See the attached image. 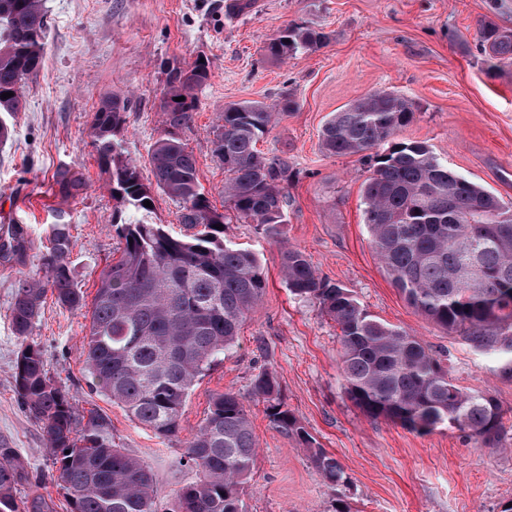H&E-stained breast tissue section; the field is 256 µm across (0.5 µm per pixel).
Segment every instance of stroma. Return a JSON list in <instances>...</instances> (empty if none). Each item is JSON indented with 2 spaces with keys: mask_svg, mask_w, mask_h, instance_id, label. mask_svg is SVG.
<instances>
[{
  "mask_svg": "<svg viewBox=\"0 0 512 512\" xmlns=\"http://www.w3.org/2000/svg\"><path fill=\"white\" fill-rule=\"evenodd\" d=\"M233 2L46 0L43 62L25 82L27 109L13 119L11 141L0 147V227L21 231L28 242L21 257L0 263V444L42 476L41 493L56 512H66L41 430L11 384L13 285L35 271L49 225L61 222L73 227V275L93 301L100 272L121 254L114 225L134 214L118 211L108 189L90 137L92 114L103 98L126 101L125 155L151 180L149 153L164 134L165 70L204 58L209 80L178 136L193 152L199 182L218 212L226 210L224 170L212 140L225 104H269L285 96L296 102L258 144L264 154L287 158L293 172L281 237L232 215L224 223L225 238L263 264L262 301L223 362L192 391L177 438H157L90 388L82 356L88 321L50 299L33 334L51 374L81 413L107 415L120 448L148 463L159 512H171L179 490L196 481V472L178 460L212 396L229 390L244 397L259 448L242 496L245 512H335L340 499L350 512H501L512 502V379L496 360L418 314L393 287L364 223L367 164L358 155H327L320 132L331 113L354 100L398 93L415 112L397 140L425 142L457 173L512 202V65L490 59L478 44L482 21L512 31V0H251L242 13L232 11ZM294 26L330 40L282 61L271 58L267 44ZM63 166L84 181L82 193L65 202L54 188ZM285 243L378 319L417 336L458 386L493 396L506 426L499 443L489 448L448 427L410 432L363 415L344 393L335 323L316 301L293 296L282 279ZM263 371L276 376L283 401L340 463L348 485H328L308 452L272 425L264 399L253 392Z\"/></svg>",
  "mask_w": 512,
  "mask_h": 512,
  "instance_id": "obj_1",
  "label": "stroma"
}]
</instances>
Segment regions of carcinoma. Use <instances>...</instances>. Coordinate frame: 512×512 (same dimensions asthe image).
I'll return each instance as SVG.
<instances>
[{
    "mask_svg": "<svg viewBox=\"0 0 512 512\" xmlns=\"http://www.w3.org/2000/svg\"><path fill=\"white\" fill-rule=\"evenodd\" d=\"M47 34L44 0H0V94L14 93L0 98V145L13 135L9 119L26 110L24 80L41 66ZM326 42L322 32L292 27L271 39L267 52L283 59ZM478 42L486 54L512 63L511 32L488 20ZM208 78L207 64L198 60L168 71L160 101L167 135L150 153L152 183H144L137 161L124 156L119 133L126 124L125 102L105 99L91 119L93 146L110 175L112 197L141 218L115 225L124 247L100 273L87 312L85 363L96 390L163 440L178 436L189 395L224 359L266 288L255 253L225 241L224 231L213 228L224 224L225 216L200 189L196 159L176 137L191 121ZM294 106L289 97L272 105H226L212 141L213 156L224 166L225 202L236 218L267 234L286 223L283 183L289 166L281 156L261 154L256 145ZM413 116L407 98L373 92L331 115L321 130V146L329 155L363 154L369 161L362 200L371 248L406 302L497 360L499 371L512 377V205L450 169L427 144L393 141ZM55 185L66 201L84 183L78 173L62 168ZM155 188L181 204L182 222L195 229L193 234L175 237L147 220L153 207L144 202L153 200ZM74 245L71 225H49L37 271L15 283L10 306L18 344L14 392L42 431L69 512H156L148 465L114 442L108 416H86L73 406L32 336L47 295L65 309L86 306L73 278ZM24 251L20 233L0 237L1 261ZM281 269L288 290L316 300L339 328L345 393L362 414L416 433L448 426L494 446L504 423L492 396L455 384L421 340L370 314L350 290L321 277L300 250L284 248ZM254 390L266 400L273 425L305 445L329 485L348 482L336 458L316 446L281 400L271 373H259ZM256 456L243 397L231 391L215 395L179 459L198 478L178 494L173 512H244V484ZM23 481L30 482L27 463L1 446L0 512H55L52 499L36 489L17 499Z\"/></svg>",
    "mask_w": 512,
    "mask_h": 512,
    "instance_id": "cac0c4a2",
    "label": "carcinoma"
}]
</instances>
